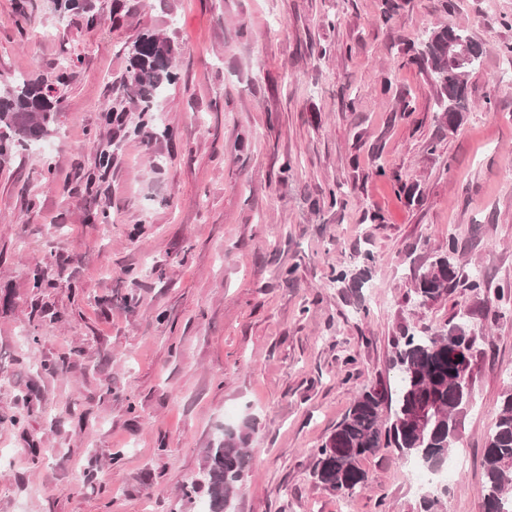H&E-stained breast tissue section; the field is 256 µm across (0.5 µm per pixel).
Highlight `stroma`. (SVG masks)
<instances>
[{"mask_svg":"<svg viewBox=\"0 0 512 512\" xmlns=\"http://www.w3.org/2000/svg\"><path fill=\"white\" fill-rule=\"evenodd\" d=\"M89 3L92 25L0 0V79L53 80L61 102L54 132L0 167V512H205L206 451L247 418L233 512H419L428 489L396 449L345 498L311 453L361 390L392 384L402 331L462 311L466 466L442 512H483L512 315L464 287L419 306L413 285L453 241L463 278L512 286V0ZM450 22L486 49L453 129L415 61ZM146 30L173 41L178 73L152 115L125 86Z\"/></svg>","mask_w":512,"mask_h":512,"instance_id":"stroma-1","label":"stroma"}]
</instances>
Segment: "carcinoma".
I'll return each instance as SVG.
<instances>
[{
  "label": "carcinoma",
  "mask_w": 512,
  "mask_h": 512,
  "mask_svg": "<svg viewBox=\"0 0 512 512\" xmlns=\"http://www.w3.org/2000/svg\"><path fill=\"white\" fill-rule=\"evenodd\" d=\"M57 10L86 14L90 5L87 0H57ZM450 43L466 45L477 66L484 50L463 27L448 23L432 30L418 53L420 66L436 88L439 111L453 129L467 109L469 67L448 59ZM174 54L172 40L156 32L138 35L128 47L127 82L140 99V111H151L159 90L177 79L172 69ZM59 112L58 102L39 81L20 77L1 87L0 163L46 138ZM457 253L455 243L448 242V252L415 278L414 294L419 299L436 302L457 286ZM452 332L450 326L446 333L424 337L403 333L391 360L396 373L393 390L382 384L364 388L332 433L312 451L311 476L318 485L341 497L364 489L369 476L361 461L380 448H395L427 468L447 462L469 404L460 378L472 375L474 369V361L456 354L461 343ZM392 391L398 396V409L389 416L383 413V405ZM428 404L435 414L427 425L420 428L406 419L409 411ZM252 431L253 425L245 421L225 430L218 446L207 449L202 483L210 512H232L231 499L244 480ZM483 466L484 512H512V383L502 392Z\"/></svg>",
  "instance_id": "carcinoma-1"
}]
</instances>
